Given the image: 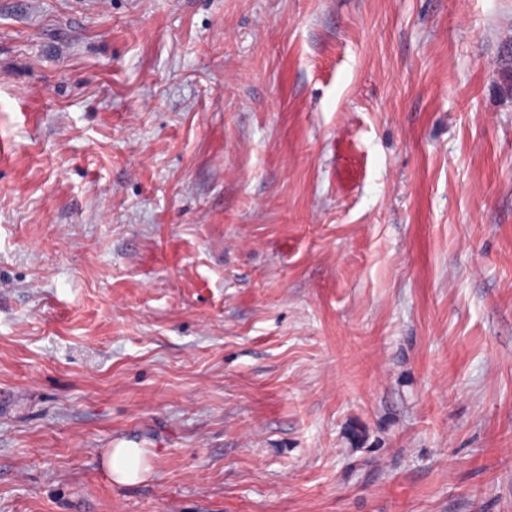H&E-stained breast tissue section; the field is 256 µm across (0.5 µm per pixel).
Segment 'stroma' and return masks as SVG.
Returning a JSON list of instances; mask_svg holds the SVG:
<instances>
[{
  "mask_svg": "<svg viewBox=\"0 0 512 512\" xmlns=\"http://www.w3.org/2000/svg\"><path fill=\"white\" fill-rule=\"evenodd\" d=\"M511 43L0 0V512H512ZM105 465L110 479L118 484L136 483L149 472L142 448H110Z\"/></svg>",
  "mask_w": 512,
  "mask_h": 512,
  "instance_id": "35a3bbf8",
  "label": "stroma"
}]
</instances>
